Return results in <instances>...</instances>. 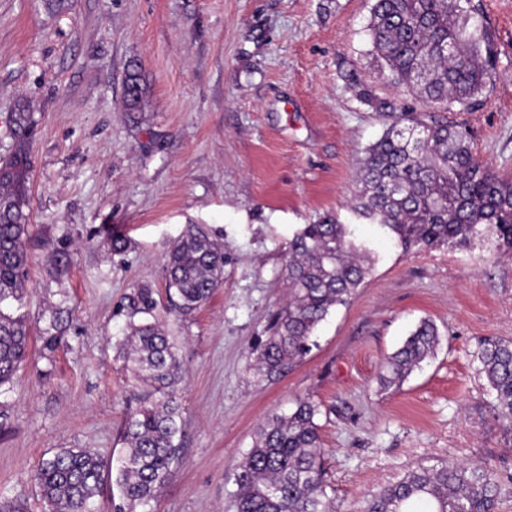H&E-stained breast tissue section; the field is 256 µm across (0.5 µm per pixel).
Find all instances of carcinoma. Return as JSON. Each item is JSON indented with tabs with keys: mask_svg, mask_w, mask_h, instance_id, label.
Masks as SVG:
<instances>
[{
	"mask_svg": "<svg viewBox=\"0 0 512 512\" xmlns=\"http://www.w3.org/2000/svg\"><path fill=\"white\" fill-rule=\"evenodd\" d=\"M471 0H375L368 31L381 72L430 110L417 118L409 107L376 102L361 85L358 95L392 111L393 122L364 149L352 209L404 254L440 245H490L512 252V180L500 178L473 154L467 132L448 126L436 113L448 104H480L489 78L486 34L472 22ZM129 111L145 95L139 68L124 80ZM15 153L0 164V389L13 383L26 358L30 326L25 306L29 231L28 141L33 127L21 103L13 116ZM354 224L334 218L302 224L288 241L281 274L289 300L273 317L268 336L252 350L258 370L268 376L302 359L312 336L330 310L347 304L371 273L376 256L358 238ZM166 288L188 314L224 282V254L198 228L188 229L166 256ZM153 289L128 296V331L116 342L126 371L143 391L139 405L123 422L124 448L117 467L83 448H63L43 459L35 481L46 512H95L93 499L113 482L126 506L116 512H142L167 484L178 461L182 412L175 389L183 379L176 345L154 320ZM70 311H51L41 330L43 350L62 342ZM439 331L422 319L391 354L379 376L384 390L398 389L411 372L434 356ZM479 373L495 395L494 411L512 439V338L479 342ZM319 405L300 399L287 414H275L237 465L231 512H337L328 497L323 467ZM500 482L488 467L433 465L411 470L382 486L364 512H497Z\"/></svg>",
	"mask_w": 512,
	"mask_h": 512,
	"instance_id": "cac0c4a2",
	"label": "carcinoma"
}]
</instances>
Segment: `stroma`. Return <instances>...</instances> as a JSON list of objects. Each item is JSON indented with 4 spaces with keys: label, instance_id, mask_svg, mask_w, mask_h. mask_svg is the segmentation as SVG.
Instances as JSON below:
<instances>
[{
    "label": "stroma",
    "instance_id": "stroma-1",
    "mask_svg": "<svg viewBox=\"0 0 512 512\" xmlns=\"http://www.w3.org/2000/svg\"><path fill=\"white\" fill-rule=\"evenodd\" d=\"M492 48L479 106L448 107L477 158L512 179V0H472ZM0 0V160L13 113L33 114L25 311L44 328L73 311L51 356L33 352L0 396V497L44 512L42 458L87 448L116 460L141 389L115 342L127 297L154 290V315L179 347L180 459L154 512H228L236 465L273 414L320 405L327 493L348 512L419 466L479 463L512 512V451L479 376V338L512 337V253L486 246L402 254L350 202L364 149L390 124L403 87L382 76L367 31L375 0ZM146 84L128 111L124 78ZM376 97L359 99L356 82ZM356 224L379 256L310 353L267 376L250 357L287 299L288 241L324 216ZM224 252V283L174 311L165 256L188 225ZM125 249L103 248L106 236ZM423 318L435 357L382 391L385 358Z\"/></svg>",
    "mask_w": 512,
    "mask_h": 512
}]
</instances>
